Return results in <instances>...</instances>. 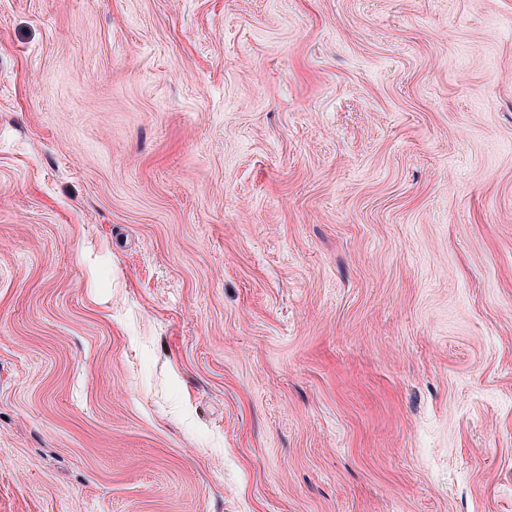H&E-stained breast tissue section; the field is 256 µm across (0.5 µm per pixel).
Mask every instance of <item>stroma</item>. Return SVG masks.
Masks as SVG:
<instances>
[{
  "label": "stroma",
  "mask_w": 512,
  "mask_h": 512,
  "mask_svg": "<svg viewBox=\"0 0 512 512\" xmlns=\"http://www.w3.org/2000/svg\"><path fill=\"white\" fill-rule=\"evenodd\" d=\"M0 512H512V0H0Z\"/></svg>",
  "instance_id": "35a3bbf8"
}]
</instances>
